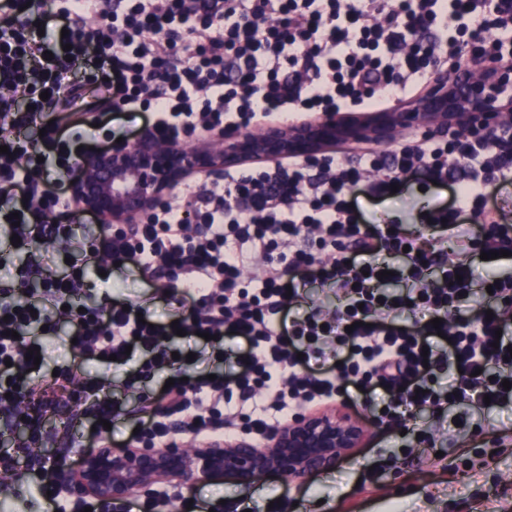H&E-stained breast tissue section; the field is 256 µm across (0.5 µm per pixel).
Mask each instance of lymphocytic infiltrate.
<instances>
[{
  "label": "lymphocytic infiltrate",
  "mask_w": 512,
  "mask_h": 512,
  "mask_svg": "<svg viewBox=\"0 0 512 512\" xmlns=\"http://www.w3.org/2000/svg\"><path fill=\"white\" fill-rule=\"evenodd\" d=\"M465 47L512 57V0H0V241L20 238L0 255V471L16 472L50 442L74 447L69 433L42 425L69 404L113 418L100 374L21 404L36 371L28 354L57 320L85 361L112 355L120 366L130 346L149 349L151 367L173 365L168 344L180 330L246 340L216 379L140 396L133 445H165L177 430L195 445L264 440L297 410L355 388L378 420L404 427L464 403L512 401L503 387L512 382V279L471 290L473 259L512 242L487 194L512 181L502 138L409 134L351 158L332 151L228 170L223 182L168 195L120 234L81 222L69 191L83 150L129 133L180 141L375 107L420 90ZM77 70L107 96L91 122L66 112ZM135 115V131L120 126ZM411 180L458 186L451 205L423 212L424 235L365 221L350 197L358 186L383 199ZM41 239L75 243L79 256L58 271L54 255L37 251ZM451 241L463 243V259L436 261ZM105 257L148 278L176 271V324H143L139 306L119 299L97 303L88 278ZM257 262L262 273L246 284ZM385 270L407 289L386 292ZM313 280L332 288L335 309L291 317Z\"/></svg>",
  "instance_id": "lymphocytic-infiltrate-1"
}]
</instances>
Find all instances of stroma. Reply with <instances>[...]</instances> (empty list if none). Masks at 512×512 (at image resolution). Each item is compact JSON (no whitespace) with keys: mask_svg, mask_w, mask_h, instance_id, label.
Returning a JSON list of instances; mask_svg holds the SVG:
<instances>
[{"mask_svg":"<svg viewBox=\"0 0 512 512\" xmlns=\"http://www.w3.org/2000/svg\"><path fill=\"white\" fill-rule=\"evenodd\" d=\"M454 187L419 191L417 183L386 199L374 201L359 196L358 205L368 221H411L419 211L452 202ZM114 297L147 308L154 319L169 321L173 309L163 290L165 279H144L133 267L116 266L102 259ZM111 390L124 406L112 425V442L124 445L139 416L133 411L135 394L125 388L126 375L109 371ZM369 434L364 445L344 458L334 470L303 482H288L271 476L244 490L230 481L201 482L188 487L165 481L152 495H135L150 512H160L165 498L175 495L196 498L202 512H512V446L495 442L503 431L512 430V409L494 408L473 413V426L460 433L459 447L436 455L431 448H406L402 436L360 411ZM43 456L35 454L29 469L0 477L10 495L0 494V512H43V499L29 485L34 472L42 471ZM368 479L360 489L359 479Z\"/></svg>","mask_w":512,"mask_h":512,"instance_id":"35a3bbf8","label":"stroma"}]
</instances>
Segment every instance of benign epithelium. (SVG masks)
<instances>
[{
  "instance_id": "obj_1",
  "label": "benign epithelium",
  "mask_w": 512,
  "mask_h": 512,
  "mask_svg": "<svg viewBox=\"0 0 512 512\" xmlns=\"http://www.w3.org/2000/svg\"><path fill=\"white\" fill-rule=\"evenodd\" d=\"M511 112L512 64L479 65L471 55L463 71L433 77L419 98L395 111L336 112L307 124L268 125L258 134L216 130L195 145L145 138L86 153L70 191L78 208L102 224H138L191 176H220L257 159L314 157L343 141L385 146L408 126L450 136L469 131L501 136L502 114ZM366 435L365 425L347 411H304L272 431L262 447L243 437L204 448H189L176 436L163 448L106 443L76 462L49 457L48 475L77 500L112 502L149 494L165 479L185 485L229 479L243 488L270 475L304 481L335 467Z\"/></svg>"
}]
</instances>
